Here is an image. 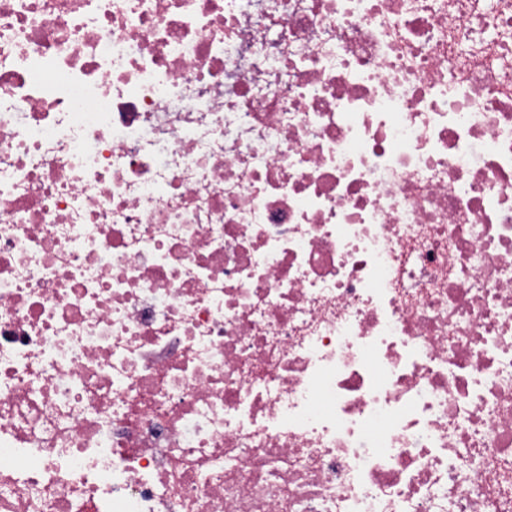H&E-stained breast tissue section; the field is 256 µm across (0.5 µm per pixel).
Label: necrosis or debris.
I'll return each mask as SVG.
<instances>
[{
	"instance_id": "obj_1",
	"label": "necrosis or debris",
	"mask_w": 512,
	"mask_h": 512,
	"mask_svg": "<svg viewBox=\"0 0 512 512\" xmlns=\"http://www.w3.org/2000/svg\"><path fill=\"white\" fill-rule=\"evenodd\" d=\"M0 512H512V0H0Z\"/></svg>"
}]
</instances>
